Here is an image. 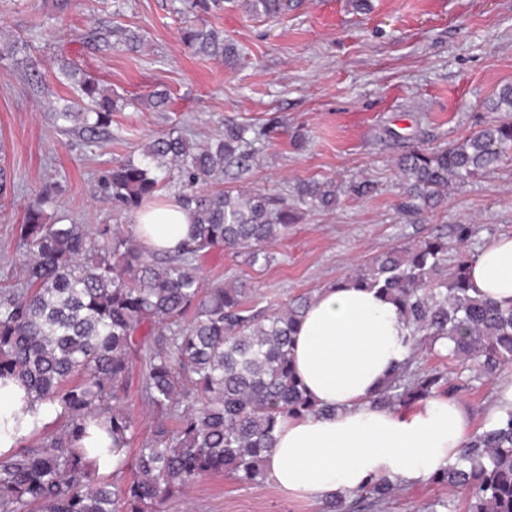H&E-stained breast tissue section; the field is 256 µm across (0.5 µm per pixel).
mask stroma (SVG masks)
<instances>
[{
  "mask_svg": "<svg viewBox=\"0 0 512 512\" xmlns=\"http://www.w3.org/2000/svg\"><path fill=\"white\" fill-rule=\"evenodd\" d=\"M180 6L78 0L60 12L53 0H0V32L33 42L32 63H0V167L9 177L0 198V281L19 270L18 226L46 186H62L47 214L91 231L133 230L100 194L101 171L173 129L211 140L228 117L267 130L239 188L289 197L303 179L372 185L369 195L340 196L332 211L307 213L287 238L268 244L269 261L251 265L222 250L202 259L203 285L243 284L250 310L316 293L366 259L452 224L475 225V252L512 235V161L450 187L437 208L415 216L397 209L395 168L409 145L441 147L476 130L484 101L512 82V0H294L279 21L228 7L209 23L238 44L243 59L234 68L184 46ZM122 28L141 35L135 50L117 46ZM67 60L126 102L103 138L61 133L53 123L55 110L80 98L55 78ZM163 89L174 105L159 112L146 96ZM511 383L512 370L462 397L473 427L487 424ZM163 512H323V503L215 475Z\"/></svg>",
  "mask_w": 512,
  "mask_h": 512,
  "instance_id": "1",
  "label": "stroma"
}]
</instances>
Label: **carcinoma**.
Instances as JSON below:
<instances>
[{
	"instance_id": "carcinoma-1",
	"label": "carcinoma",
	"mask_w": 512,
	"mask_h": 512,
	"mask_svg": "<svg viewBox=\"0 0 512 512\" xmlns=\"http://www.w3.org/2000/svg\"><path fill=\"white\" fill-rule=\"evenodd\" d=\"M181 12L215 15L225 4L248 15L279 18L289 0H182ZM184 45L233 66L237 45L201 23L182 30ZM32 41L0 35V61L31 51ZM79 83L93 107L66 106L53 114L66 131L81 124L93 137L112 124L116 101L78 68L62 71ZM487 120L449 147H412L396 163L403 186L400 207L420 214L446 198L448 186L475 180L512 161V84L485 103ZM262 127L232 119L204 145L177 132L161 134L139 162L114 161L99 190L132 216L170 187L193 217L177 250L150 253L131 236L101 225L47 220L51 187L29 206L20 226L22 282L0 288V380H11L31 402L62 420L56 434L30 444L27 437L0 453V512H161L208 475L229 473L246 483L265 475L279 419L328 415L306 395L290 366L297 327L311 302L302 295L264 314L245 307L247 291L232 282L201 286L199 261L223 248L255 262L268 244L288 236L303 214L332 210L339 193L362 197L371 185L353 181L342 190L332 179L303 180L293 201L237 187L203 190L233 168L246 171ZM473 224L451 225L452 240L429 237L362 264L347 280L391 298L409 329L408 353L375 401L410 409L432 396L458 399L476 384L512 368V306L473 294L468 244ZM440 339L448 346L439 348ZM427 352L468 373L450 376L422 366ZM140 363V399L158 417L137 453L133 416L123 407L133 364ZM500 414L475 431L454 463L428 482L449 494L425 512H512V400L500 394ZM112 446L86 448L89 428ZM116 457L112 472L99 466ZM400 490L389 475L372 477L349 496L330 497V512H384Z\"/></svg>"
}]
</instances>
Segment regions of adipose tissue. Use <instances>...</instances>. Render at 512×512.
I'll use <instances>...</instances> for the list:
<instances>
[{
	"label": "adipose tissue",
	"instance_id": "obj_1",
	"mask_svg": "<svg viewBox=\"0 0 512 512\" xmlns=\"http://www.w3.org/2000/svg\"><path fill=\"white\" fill-rule=\"evenodd\" d=\"M191 213L168 200L136 216L135 233L150 251L187 239ZM480 296L512 303V236L480 250L471 268ZM409 330L397 306L376 289L329 285L313 297L297 328L292 366L322 414L279 420L266 457L267 479L280 492L319 500L359 490L385 474L414 483L453 462L472 434L457 400L432 397L410 410L372 405L371 397L407 355Z\"/></svg>",
	"mask_w": 512,
	"mask_h": 512
}]
</instances>
